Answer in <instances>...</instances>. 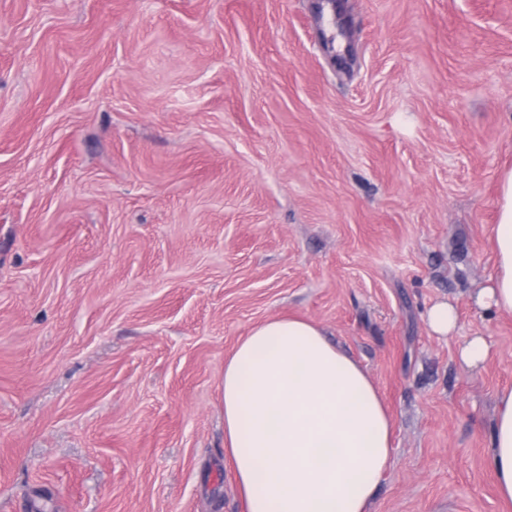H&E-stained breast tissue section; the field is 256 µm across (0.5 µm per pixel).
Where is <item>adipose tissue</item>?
<instances>
[{"instance_id":"ef3b65f1","label":"adipose tissue","mask_w":512,"mask_h":512,"mask_svg":"<svg viewBox=\"0 0 512 512\" xmlns=\"http://www.w3.org/2000/svg\"><path fill=\"white\" fill-rule=\"evenodd\" d=\"M493 274L475 305L512 314V171L500 180ZM224 456L248 512H369L393 420L368 373L303 318L255 325L224 361ZM489 466L512 502V388L496 396Z\"/></svg>"}]
</instances>
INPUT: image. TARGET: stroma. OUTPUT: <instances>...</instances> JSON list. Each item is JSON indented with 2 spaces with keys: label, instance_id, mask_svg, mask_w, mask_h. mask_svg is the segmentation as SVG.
Returning <instances> with one entry per match:
<instances>
[{
  "label": "stroma",
  "instance_id": "obj_1",
  "mask_svg": "<svg viewBox=\"0 0 512 512\" xmlns=\"http://www.w3.org/2000/svg\"><path fill=\"white\" fill-rule=\"evenodd\" d=\"M511 169L512 0H0V512H247L224 361L274 317L390 410L370 512H512L470 298ZM426 321L433 334L439 337H449L457 329L458 312L451 302L439 300L427 309ZM488 356V345L482 336H472L458 350L461 365L467 369L481 367Z\"/></svg>",
  "mask_w": 512,
  "mask_h": 512
}]
</instances>
